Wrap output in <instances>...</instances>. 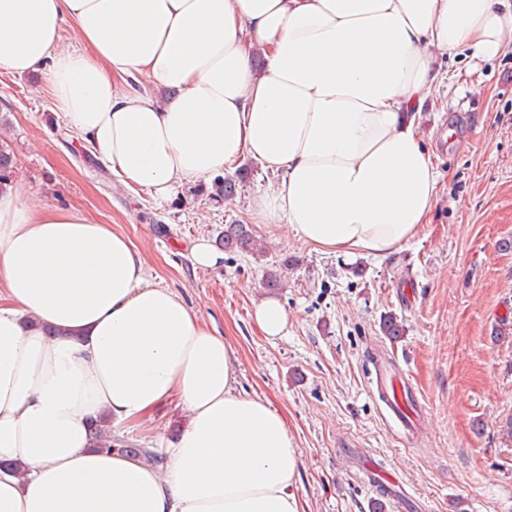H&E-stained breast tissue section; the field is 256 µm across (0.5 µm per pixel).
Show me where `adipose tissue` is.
Returning <instances> with one entry per match:
<instances>
[{"label":"adipose tissue","mask_w":512,"mask_h":512,"mask_svg":"<svg viewBox=\"0 0 512 512\" xmlns=\"http://www.w3.org/2000/svg\"><path fill=\"white\" fill-rule=\"evenodd\" d=\"M510 46L512 0H0V74L45 70L123 184L166 201L249 157L282 175L254 218L345 257L428 221L415 115L436 55ZM137 76L176 98L123 89ZM233 360L124 233L0 195V512H302L287 422L236 392ZM173 400L190 420L165 470L91 446L88 417L135 424Z\"/></svg>","instance_id":"obj_1"}]
</instances>
